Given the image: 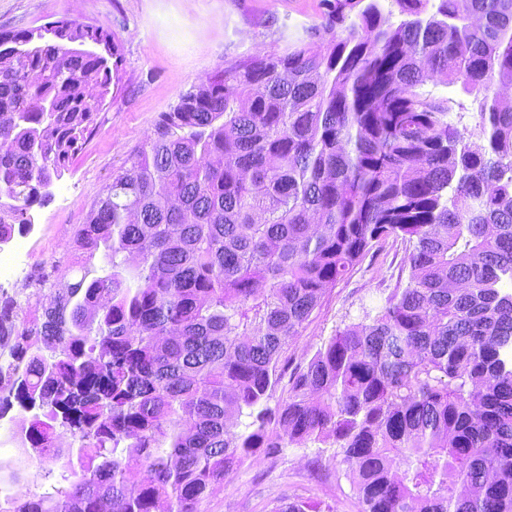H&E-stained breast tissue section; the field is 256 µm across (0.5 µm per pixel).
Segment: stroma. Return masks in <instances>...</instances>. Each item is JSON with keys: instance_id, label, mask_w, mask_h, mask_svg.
<instances>
[{"instance_id": "stroma-1", "label": "stroma", "mask_w": 512, "mask_h": 512, "mask_svg": "<svg viewBox=\"0 0 512 512\" xmlns=\"http://www.w3.org/2000/svg\"><path fill=\"white\" fill-rule=\"evenodd\" d=\"M66 17L108 29L119 48V80L91 138L51 196L31 210L26 244L33 275L66 274L79 258L74 244L94 201L141 146L160 113L182 92L258 52L273 54L324 20L321 0H0V33ZM408 266L403 245L373 248L361 264L327 290L320 309L287 352L289 368L305 364L346 325L375 312ZM307 502L319 512H360L350 470L338 448L311 440L271 456L257 453L225 478L201 512H272L282 502Z\"/></svg>"}]
</instances>
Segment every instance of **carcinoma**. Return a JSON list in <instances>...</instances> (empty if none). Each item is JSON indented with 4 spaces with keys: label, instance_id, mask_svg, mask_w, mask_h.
<instances>
[{
    "label": "carcinoma",
    "instance_id": "obj_1",
    "mask_svg": "<svg viewBox=\"0 0 512 512\" xmlns=\"http://www.w3.org/2000/svg\"><path fill=\"white\" fill-rule=\"evenodd\" d=\"M390 2L395 22L324 0L320 49L181 93L78 228L73 280L0 295V420L31 414L11 439L51 484L0 512H201L304 440L340 449L360 512H512V0ZM118 56L66 18L0 35V246L93 133ZM429 81L474 97L483 143ZM389 239L405 285L268 407L327 289Z\"/></svg>",
    "mask_w": 512,
    "mask_h": 512
}]
</instances>
